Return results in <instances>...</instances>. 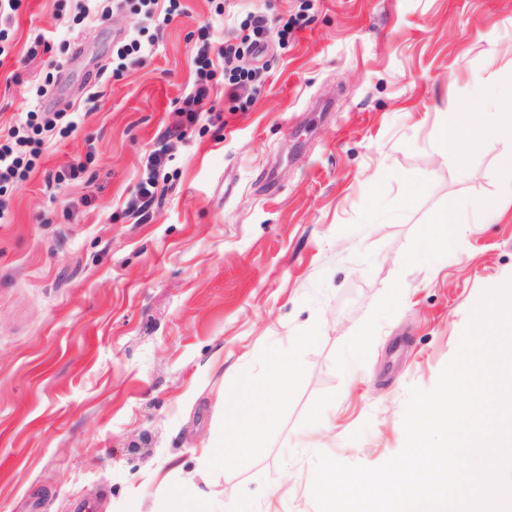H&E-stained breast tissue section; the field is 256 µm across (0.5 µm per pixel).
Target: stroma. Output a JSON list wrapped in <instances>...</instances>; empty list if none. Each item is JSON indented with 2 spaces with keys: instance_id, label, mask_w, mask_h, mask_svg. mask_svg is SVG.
<instances>
[{
  "instance_id": "1",
  "label": "stroma",
  "mask_w": 512,
  "mask_h": 512,
  "mask_svg": "<svg viewBox=\"0 0 512 512\" xmlns=\"http://www.w3.org/2000/svg\"><path fill=\"white\" fill-rule=\"evenodd\" d=\"M277 21L260 94L210 82L221 119L168 135L196 80L201 29L239 44L242 0H182L143 64L113 76L128 11L69 28L57 0H23L0 64V125L33 109L29 82L59 64L57 110L78 127L16 186L0 223V512H170L159 470L256 512H317L316 453L376 467L403 447L411 387L431 389L485 290L512 279L502 133L464 155L438 128L512 106V0H253ZM48 53L26 58L35 37ZM85 59L72 58L77 40ZM167 142L169 188L126 209ZM84 164L79 179L50 176ZM457 203L459 245L422 252ZM370 336H361L364 326ZM296 351L287 397L272 352ZM274 425L205 470L224 410ZM498 162L502 173L499 195L496 198L481 199L474 202V207L483 213L501 214L504 201H512V150L500 154Z\"/></svg>"
}]
</instances>
